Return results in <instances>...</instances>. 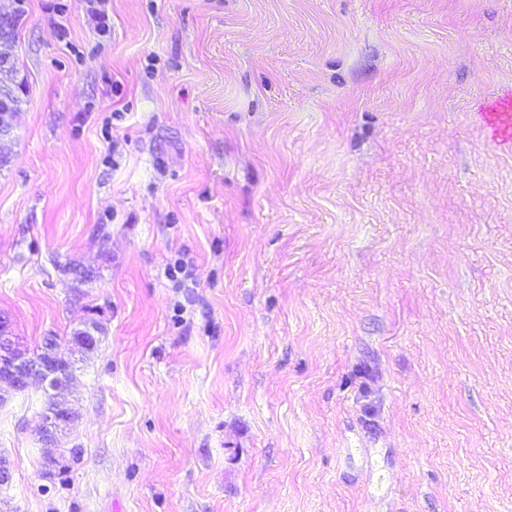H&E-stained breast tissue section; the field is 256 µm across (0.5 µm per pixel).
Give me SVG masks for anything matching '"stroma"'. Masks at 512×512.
I'll return each instance as SVG.
<instances>
[{
    "label": "stroma",
    "mask_w": 512,
    "mask_h": 512,
    "mask_svg": "<svg viewBox=\"0 0 512 512\" xmlns=\"http://www.w3.org/2000/svg\"><path fill=\"white\" fill-rule=\"evenodd\" d=\"M101 9L17 26L0 313L101 341L0 512H512V0Z\"/></svg>",
    "instance_id": "35a3bbf8"
}]
</instances>
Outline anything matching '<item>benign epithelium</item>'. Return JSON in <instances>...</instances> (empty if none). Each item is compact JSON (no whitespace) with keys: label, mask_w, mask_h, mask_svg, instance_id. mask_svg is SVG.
<instances>
[{"label":"benign epithelium","mask_w":512,"mask_h":512,"mask_svg":"<svg viewBox=\"0 0 512 512\" xmlns=\"http://www.w3.org/2000/svg\"><path fill=\"white\" fill-rule=\"evenodd\" d=\"M12 17L0 16V72L11 66L12 41L9 35ZM10 336L9 322L0 316V382L8 383L12 393L38 385L51 393L50 405L44 408L43 423L38 431L45 448L56 447L58 434L70 428L78 413L69 399L76 376L71 360L62 357L58 345L50 343L38 358L19 356Z\"/></svg>","instance_id":"7a95c632"}]
</instances>
